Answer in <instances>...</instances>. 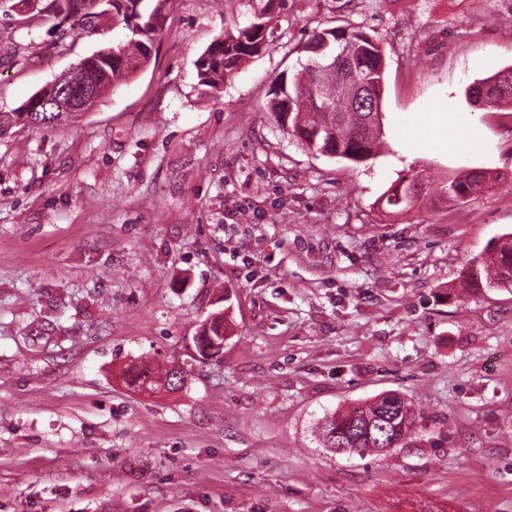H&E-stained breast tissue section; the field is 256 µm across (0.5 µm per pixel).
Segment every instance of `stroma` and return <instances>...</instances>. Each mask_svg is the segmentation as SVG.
<instances>
[{"label":"stroma","mask_w":512,"mask_h":512,"mask_svg":"<svg viewBox=\"0 0 512 512\" xmlns=\"http://www.w3.org/2000/svg\"><path fill=\"white\" fill-rule=\"evenodd\" d=\"M0 0V112L125 39ZM257 0H173L144 69L78 122L0 135V512H512V288H461L512 235V118L467 89L512 69V0H288L263 51L196 89ZM384 56L375 157L315 155L267 117L313 32ZM475 122L449 147L424 112ZM484 168L460 203L444 187ZM425 185L389 209L400 178ZM227 309L218 360L192 338ZM182 369L176 391L142 367ZM395 392L420 416L379 455L318 419Z\"/></svg>","instance_id":"stroma-1"}]
</instances>
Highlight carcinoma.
<instances>
[{"label": "carcinoma", "instance_id": "carcinoma-1", "mask_svg": "<svg viewBox=\"0 0 512 512\" xmlns=\"http://www.w3.org/2000/svg\"><path fill=\"white\" fill-rule=\"evenodd\" d=\"M120 0H112V9L122 17L126 40L103 56L85 58L68 74L66 83L70 92L79 95L88 86L102 95L143 69L150 61L147 46L160 39L163 30L154 22L166 18L169 0H133L132 14L123 13ZM255 10L253 21L237 29V33L214 40L195 61L198 85L205 93L222 92L224 79L238 66L259 54L267 45L271 21L272 0ZM50 11L45 20L61 28L69 20L79 22L98 18L106 11H98L96 0H50ZM345 51L357 61L355 72L340 67L322 74L313 64L339 51ZM307 60L301 69L287 78L281 77L273 89L269 112L277 127L285 134L305 135L301 144L312 153H319L358 163L367 160L384 143L383 121H375L371 113L355 108L352 100L356 85L365 80L375 90L371 109L381 112L383 97V56L373 38L361 28L334 27L315 32L302 47ZM341 88L342 96L328 107H317L314 98L320 96L326 83ZM481 83L487 87L488 108L498 110L512 107V86L498 84V74ZM59 93V84L53 82L33 94L13 112L0 115V134L11 127L54 128L59 125L57 112L43 111V102ZM492 180L477 170L469 171L448 181L445 193L448 200L458 201ZM495 255L483 270L463 280V287L486 285L512 287V242L505 241L494 248ZM225 320L215 318L194 338L199 355L227 335ZM417 410L413 402L397 393L382 395L368 403L347 409H337L324 416L318 426V438L323 447L341 448L347 453H380L383 448H395L405 441L415 425Z\"/></svg>", "mask_w": 512, "mask_h": 512}]
</instances>
